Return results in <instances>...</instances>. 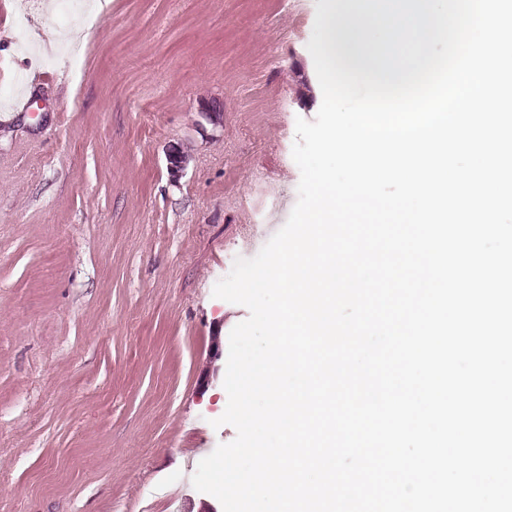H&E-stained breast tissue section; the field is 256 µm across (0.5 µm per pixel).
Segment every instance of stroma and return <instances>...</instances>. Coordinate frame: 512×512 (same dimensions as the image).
I'll use <instances>...</instances> for the list:
<instances>
[{"instance_id": "obj_1", "label": "stroma", "mask_w": 512, "mask_h": 512, "mask_svg": "<svg viewBox=\"0 0 512 512\" xmlns=\"http://www.w3.org/2000/svg\"><path fill=\"white\" fill-rule=\"evenodd\" d=\"M108 6L75 42L94 0H0V95L31 101L0 104V512H218L191 478L236 436L212 422L249 311L213 288L298 200L316 0Z\"/></svg>"}]
</instances>
